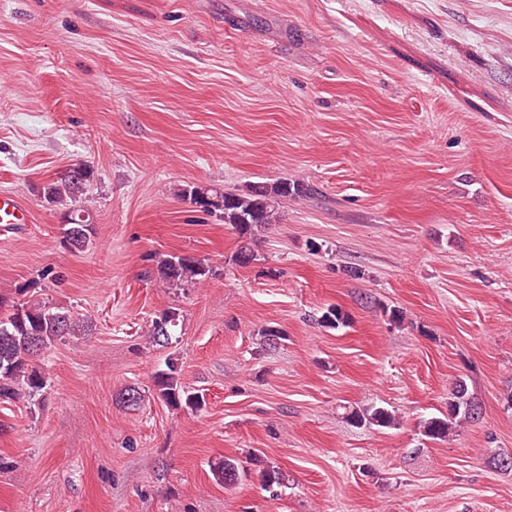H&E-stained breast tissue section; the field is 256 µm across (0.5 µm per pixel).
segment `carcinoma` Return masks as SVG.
Masks as SVG:
<instances>
[{
    "label": "carcinoma",
    "instance_id": "obj_1",
    "mask_svg": "<svg viewBox=\"0 0 512 512\" xmlns=\"http://www.w3.org/2000/svg\"><path fill=\"white\" fill-rule=\"evenodd\" d=\"M92 176L93 171L87 167L73 168L43 187L44 199L58 205L74 202L83 194ZM179 192L191 201L201 192L217 199L212 207L219 212L220 220L238 231L241 239L236 261L247 264L253 260L252 241L256 233L274 223L282 201L299 195L303 187L279 180L253 183L236 192L204 186L185 187ZM92 237L93 224L82 217L71 220L63 229V245L71 253L84 251L91 244ZM158 275L166 287L184 288L205 282L212 275V270L199 259L173 255L159 263ZM5 305L8 306L7 312L0 315V399H12L21 394L34 398L47 386L35 359L55 341L82 334L88 328L87 320L73 317L64 307L49 306L39 300L9 306L7 299L0 296V308ZM178 320L179 313L174 308L163 311L153 319L149 331L153 342L160 346L171 344ZM321 322L331 328L345 326L348 315L334 306L322 314ZM165 366L166 369L154 375L158 397L173 408L185 407L192 411L201 408L204 397L182 385L177 360L171 358ZM118 401L128 409H136L140 407L143 395L138 387L127 386L120 391ZM478 418L477 403L460 381L448 397V412L421 420L420 434L429 441H443L452 434L459 421ZM347 419L356 425L379 428H394L399 424L394 412L376 405L354 409ZM241 470L243 467L232 458L213 465L216 480L226 485L235 483L241 477Z\"/></svg>",
    "mask_w": 512,
    "mask_h": 512
}]
</instances>
